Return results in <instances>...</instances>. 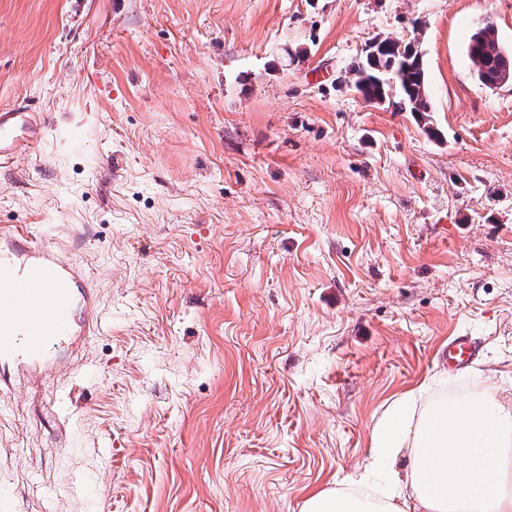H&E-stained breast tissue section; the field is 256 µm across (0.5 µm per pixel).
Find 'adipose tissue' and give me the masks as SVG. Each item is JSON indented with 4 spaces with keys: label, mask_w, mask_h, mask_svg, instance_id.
Returning <instances> with one entry per match:
<instances>
[{
    "label": "adipose tissue",
    "mask_w": 512,
    "mask_h": 512,
    "mask_svg": "<svg viewBox=\"0 0 512 512\" xmlns=\"http://www.w3.org/2000/svg\"><path fill=\"white\" fill-rule=\"evenodd\" d=\"M379 456H406L405 478L388 474L379 493L322 488L303 512H512V395L437 402L415 397L390 408L374 429Z\"/></svg>",
    "instance_id": "1"
}]
</instances>
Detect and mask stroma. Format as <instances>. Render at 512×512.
<instances>
[{
  "label": "stroma",
  "instance_id": "1",
  "mask_svg": "<svg viewBox=\"0 0 512 512\" xmlns=\"http://www.w3.org/2000/svg\"><path fill=\"white\" fill-rule=\"evenodd\" d=\"M512 0H0V226L86 272L92 336L6 366L12 512H302L381 487L403 393L512 392V85L467 46ZM418 45L429 119L337 78ZM478 355L449 365L452 336ZM41 121L21 106L0 110V166L21 151H34L41 138Z\"/></svg>",
  "mask_w": 512,
  "mask_h": 512
}]
</instances>
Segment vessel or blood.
Returning <instances> with one entry per match:
<instances>
[{"label": "vessel or blood", "instance_id": "obj_1", "mask_svg": "<svg viewBox=\"0 0 512 512\" xmlns=\"http://www.w3.org/2000/svg\"><path fill=\"white\" fill-rule=\"evenodd\" d=\"M41 121L15 106L0 110V166L34 151ZM96 297L83 269L46 240L14 229L0 231V358L45 359L52 344L90 336Z\"/></svg>", "mask_w": 512, "mask_h": 512}]
</instances>
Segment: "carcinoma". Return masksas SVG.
<instances>
[{"instance_id":"carcinoma-1","label":"carcinoma","mask_w":512,"mask_h":512,"mask_svg":"<svg viewBox=\"0 0 512 512\" xmlns=\"http://www.w3.org/2000/svg\"><path fill=\"white\" fill-rule=\"evenodd\" d=\"M468 56L474 73L481 84L497 79L507 69L512 72V51L501 45L493 21H486L471 36ZM339 82L346 83L358 92L364 101L394 92L395 106L401 111L422 116L431 109V92L419 51L409 55L391 51L380 53L378 61L371 63L363 58L348 66Z\"/></svg>"}]
</instances>
